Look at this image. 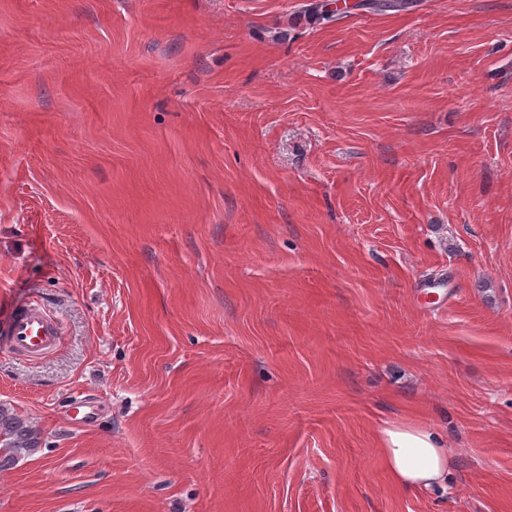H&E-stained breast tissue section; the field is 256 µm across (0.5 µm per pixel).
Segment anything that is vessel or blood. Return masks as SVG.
I'll list each match as a JSON object with an SVG mask.
<instances>
[{"label":"vessel or blood","mask_w":512,"mask_h":512,"mask_svg":"<svg viewBox=\"0 0 512 512\" xmlns=\"http://www.w3.org/2000/svg\"><path fill=\"white\" fill-rule=\"evenodd\" d=\"M10 336L14 349L31 358L54 349L60 342L54 319L36 304L13 312Z\"/></svg>","instance_id":"1"}]
</instances>
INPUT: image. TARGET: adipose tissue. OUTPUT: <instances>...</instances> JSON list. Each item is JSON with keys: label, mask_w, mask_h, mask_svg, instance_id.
Listing matches in <instances>:
<instances>
[{"label": "adipose tissue", "mask_w": 512, "mask_h": 512, "mask_svg": "<svg viewBox=\"0 0 512 512\" xmlns=\"http://www.w3.org/2000/svg\"><path fill=\"white\" fill-rule=\"evenodd\" d=\"M384 466L399 488L446 489L453 468L447 444L428 427L392 423L379 432Z\"/></svg>", "instance_id": "adipose-tissue-1"}]
</instances>
